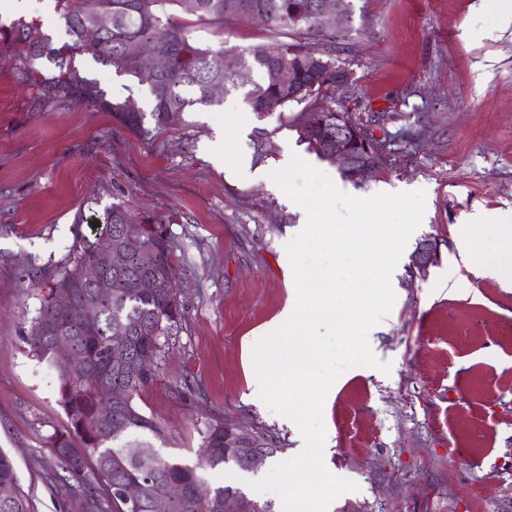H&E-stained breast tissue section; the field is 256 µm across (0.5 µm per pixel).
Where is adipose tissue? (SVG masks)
<instances>
[{
  "mask_svg": "<svg viewBox=\"0 0 512 512\" xmlns=\"http://www.w3.org/2000/svg\"><path fill=\"white\" fill-rule=\"evenodd\" d=\"M490 234L512 245V224H472L459 236V262L468 271L481 277L511 285L512 267L501 265L498 261L486 256L481 249L484 238Z\"/></svg>",
  "mask_w": 512,
  "mask_h": 512,
  "instance_id": "adipose-tissue-1",
  "label": "adipose tissue"
}]
</instances>
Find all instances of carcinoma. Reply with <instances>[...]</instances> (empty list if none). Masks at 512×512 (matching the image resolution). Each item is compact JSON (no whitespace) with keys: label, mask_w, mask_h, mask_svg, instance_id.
I'll return each mask as SVG.
<instances>
[{"label":"carcinoma","mask_w":512,"mask_h":512,"mask_svg":"<svg viewBox=\"0 0 512 512\" xmlns=\"http://www.w3.org/2000/svg\"><path fill=\"white\" fill-rule=\"evenodd\" d=\"M236 2L82 0V11L75 14L68 9V0H54L67 40L57 44L39 21L20 16L9 25L0 26V55H8L13 81L27 94L31 110L85 106L110 112L116 122L144 141L184 122V114L196 105L221 104L222 99L209 93L215 83L227 85L230 93L243 92L245 103L259 117L308 100L307 95L296 100L288 98V85L273 77V59L277 57L285 64L293 60L299 85L311 89L314 96L323 90H336V64L330 52L323 55L326 65L317 68L300 42L281 41L288 31L298 39L314 34L329 42L336 40V32L323 31L313 19L300 17L307 0H255L271 42L240 51L246 72L239 77L227 75L226 51L200 46L192 39L191 30L200 25L224 28V22L238 15ZM105 13L112 14V25L101 30L97 41H85L84 29ZM134 40L151 43L168 59V68L146 74L141 61L126 53L127 43ZM87 60L129 79V93L108 94L83 68ZM136 89L148 93L149 111L131 109ZM305 111L323 113V123L313 132V139L304 138L302 142L325 160L327 152L316 144L330 146L336 132V112L316 101ZM109 236L114 244L132 240L140 249H153L157 261L153 267L143 268L133 252L123 266L104 271L112 282V294L97 302L96 331L85 336L80 328L92 289L81 273L97 267L103 239ZM171 263L170 245L164 244L160 232L151 227L148 219L136 216L118 202L106 210L103 230L94 241L46 273L48 293L40 298L27 342L33 355L57 372L59 402L68 418V428L54 431L46 443L65 472L85 478L87 484H96L104 492V501L91 499L89 508L96 512H153V500L164 495L171 483L180 484L186 496L181 512H220L218 504L226 494L242 497L243 512H273L272 503L252 499L231 483L212 487L199 473L204 467L216 469L234 461L224 447V430L229 422L214 419L205 426L201 462L190 466L159 452L155 442L164 441V433L135 402L138 392L156 377L155 363L137 369L135 361L157 356L160 339L183 318L176 288L167 281L166 269ZM140 277L153 279L156 288L145 294L130 292L128 282ZM65 282L72 285L73 300L71 307L63 310L53 299V288ZM57 324L67 327L66 336L76 346L78 356L71 361L56 354L57 335L52 329ZM114 336L129 337L122 349L128 359L120 366L112 363ZM87 371L98 374V383L84 379ZM132 481L143 487L137 507L128 504L116 490ZM3 482L15 484L16 497L8 504L0 502V512H33L30 499L19 484L13 459L0 451V483Z\"/></svg>","instance_id":"carcinoma-1"}]
</instances>
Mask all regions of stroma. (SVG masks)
<instances>
[{"label":"stroma","mask_w":512,"mask_h":512,"mask_svg":"<svg viewBox=\"0 0 512 512\" xmlns=\"http://www.w3.org/2000/svg\"><path fill=\"white\" fill-rule=\"evenodd\" d=\"M0 0V23L40 21L64 37L53 0ZM512 0H351L334 49L348 85L322 102L388 144L384 167L347 178L300 142V105L257 117L242 95L195 107L184 124L144 143L110 113L30 111L0 58V448L15 460L34 512H89L78 481L44 439L66 428L59 380L30 354L26 335L43 269L94 241L112 203L164 224L184 317L163 341L153 383L135 402L165 432L163 455L195 464L206 423L223 418L265 433L288 460L297 443L279 414L249 401L244 342L288 297L282 254L299 212L271 181L231 174L238 153L271 171L297 154L346 194L381 187L426 192V211L402 256L396 301L373 336L390 373L345 371L326 399L324 464L356 490L329 512H512V285L460 270L466 224L512 222ZM192 37L236 51L269 43L241 16ZM238 130L223 159L206 151L225 123ZM431 242L427 271L413 260Z\"/></svg>","instance_id":"stroma-1"}]
</instances>
